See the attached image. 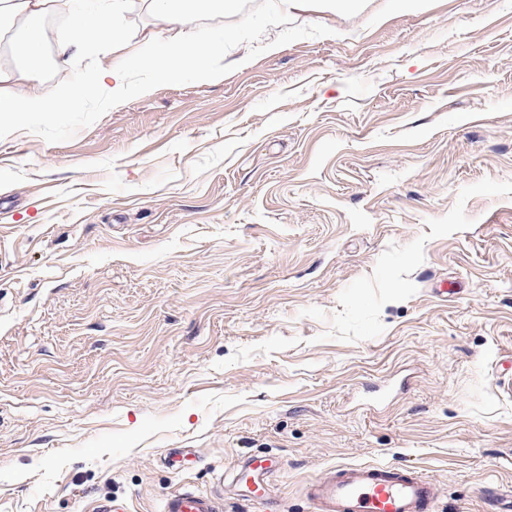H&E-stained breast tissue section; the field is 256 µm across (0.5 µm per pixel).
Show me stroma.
<instances>
[{
  "label": "stroma",
  "mask_w": 512,
  "mask_h": 512,
  "mask_svg": "<svg viewBox=\"0 0 512 512\" xmlns=\"http://www.w3.org/2000/svg\"><path fill=\"white\" fill-rule=\"evenodd\" d=\"M288 12L331 35L0 138V512H261L256 453L285 512L340 464L512 487V0ZM280 469L279 460L268 454H254L246 458L233 474L232 483L239 496L267 505L266 512H282L273 506L270 477ZM218 498L207 491L183 489L166 495L159 512H219Z\"/></svg>",
  "instance_id": "obj_1"
}]
</instances>
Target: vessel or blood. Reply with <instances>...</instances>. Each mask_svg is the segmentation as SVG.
<instances>
[{
	"mask_svg": "<svg viewBox=\"0 0 512 512\" xmlns=\"http://www.w3.org/2000/svg\"><path fill=\"white\" fill-rule=\"evenodd\" d=\"M279 460L268 454L246 458L232 482L247 500L266 505L267 512H282L272 504L271 476ZM306 496L313 512H435V484L413 467L380 462L329 468L310 480ZM159 512H220L217 497L207 491L183 489L166 495Z\"/></svg>",
	"mask_w": 512,
	"mask_h": 512,
	"instance_id": "1",
	"label": "vessel or blood"
}]
</instances>
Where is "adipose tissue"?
<instances>
[{"label": "adipose tissue", "instance_id": "1", "mask_svg": "<svg viewBox=\"0 0 512 512\" xmlns=\"http://www.w3.org/2000/svg\"><path fill=\"white\" fill-rule=\"evenodd\" d=\"M149 12L162 23L163 35H155L144 46L131 50L112 68L111 92L122 97L132 92L130 71L146 70L160 78L173 80L181 72H206L210 59L223 54L226 35L217 31L204 42L172 38L171 30L184 26L201 12L223 11L225 0H144ZM127 8V0H0V39L16 26L63 12L69 23V35L60 44L55 63L68 64L70 46L96 37L118 45L125 44L124 30L113 18ZM46 56L40 37L25 39L18 60L0 58V125L19 119L46 117L66 110L68 104L84 94L81 86H70L60 97H46L36 83Z\"/></svg>", "mask_w": 512, "mask_h": 512}]
</instances>
